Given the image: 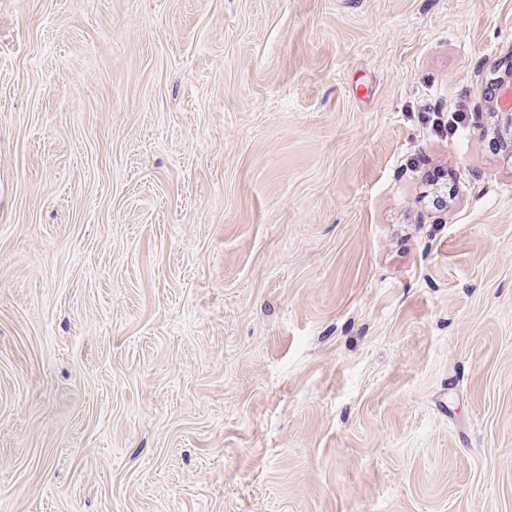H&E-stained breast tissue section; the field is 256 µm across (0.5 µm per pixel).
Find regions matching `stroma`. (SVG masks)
I'll use <instances>...</instances> for the list:
<instances>
[{
	"label": "stroma",
	"mask_w": 512,
	"mask_h": 512,
	"mask_svg": "<svg viewBox=\"0 0 512 512\" xmlns=\"http://www.w3.org/2000/svg\"><path fill=\"white\" fill-rule=\"evenodd\" d=\"M509 63L512 0H0V512H512ZM512 91V71L509 70L500 76L499 79V89L497 92V96L495 101L493 102V107L496 110V115L500 119L501 131L503 132L504 138L507 141V145L509 148L511 159V148H512V104L510 102L509 106H505L502 104V93L505 91Z\"/></svg>",
	"instance_id": "1"
}]
</instances>
